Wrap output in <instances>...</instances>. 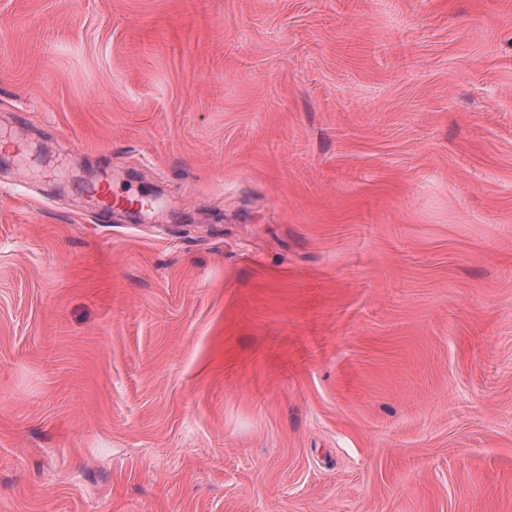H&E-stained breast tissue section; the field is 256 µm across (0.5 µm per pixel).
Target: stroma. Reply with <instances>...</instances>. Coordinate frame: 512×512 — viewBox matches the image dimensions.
I'll use <instances>...</instances> for the list:
<instances>
[{"mask_svg": "<svg viewBox=\"0 0 512 512\" xmlns=\"http://www.w3.org/2000/svg\"><path fill=\"white\" fill-rule=\"evenodd\" d=\"M0 512H512V0H0Z\"/></svg>", "mask_w": 512, "mask_h": 512, "instance_id": "obj_1", "label": "stroma"}]
</instances>
